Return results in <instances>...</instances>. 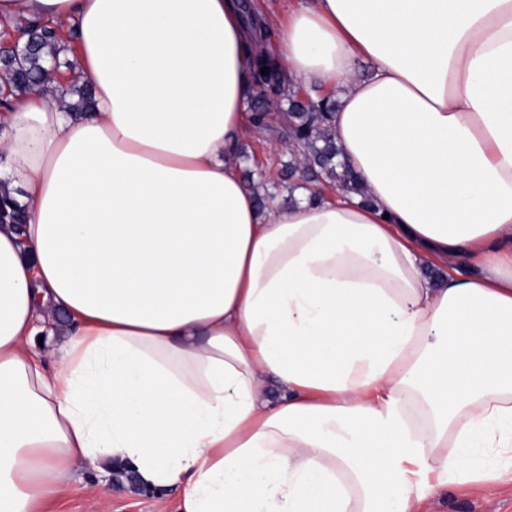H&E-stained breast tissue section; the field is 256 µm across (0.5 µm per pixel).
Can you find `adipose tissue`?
<instances>
[{"label":"adipose tissue","instance_id":"adipose-tissue-1","mask_svg":"<svg viewBox=\"0 0 512 512\" xmlns=\"http://www.w3.org/2000/svg\"><path fill=\"white\" fill-rule=\"evenodd\" d=\"M33 17L75 28L95 105L0 111V512L85 464L182 512H418L503 478L512 0H0ZM260 53L336 100L365 196L245 184Z\"/></svg>","mask_w":512,"mask_h":512}]
</instances>
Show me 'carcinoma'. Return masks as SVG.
Returning a JSON list of instances; mask_svg holds the SVG:
<instances>
[{"label": "carcinoma", "instance_id": "obj_1", "mask_svg": "<svg viewBox=\"0 0 512 512\" xmlns=\"http://www.w3.org/2000/svg\"><path fill=\"white\" fill-rule=\"evenodd\" d=\"M21 35L20 49H15L7 38L0 39V70L8 76L12 87L23 90H45L52 75L60 68V42L56 29L39 20L27 21L15 28ZM269 73L261 74V68ZM253 81L258 99L254 105L253 123L258 128L268 124L265 100L284 93L283 74L266 58L258 56L253 64ZM67 94L77 97L71 108L83 112L91 109L93 94L86 85L73 84ZM335 103L326 96L320 100L302 103L294 92L288 93V110L281 113L283 131L297 150V164L308 179L317 180L325 174L346 191L365 196L362 184L348 169L337 162L339 147L332 136L331 113ZM22 214L5 197L0 198V224H20Z\"/></svg>", "mask_w": 512, "mask_h": 512}]
</instances>
